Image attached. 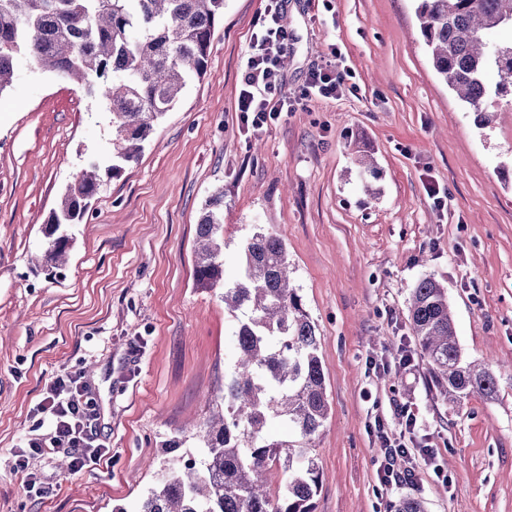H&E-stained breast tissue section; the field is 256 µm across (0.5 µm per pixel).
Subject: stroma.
Here are the masks:
<instances>
[{"label": "stroma", "mask_w": 512, "mask_h": 512, "mask_svg": "<svg viewBox=\"0 0 512 512\" xmlns=\"http://www.w3.org/2000/svg\"><path fill=\"white\" fill-rule=\"evenodd\" d=\"M266 6L224 0L206 75L65 226L69 262L53 273L32 259L73 174L107 155L111 116L17 56L0 93V512H139L165 439L182 435L179 456L201 459L190 425L216 412L234 360V319L194 284L196 227L219 186L227 274L255 228L276 234L317 325L330 411L314 512H394L406 496L427 512H512V98L492 99L478 125L435 73L414 0H288L292 109L246 131L237 100ZM334 47L351 72L342 92L303 97ZM428 275L448 290L464 357L495 367L496 400L435 401L408 321ZM66 370L83 373L112 462L70 474L35 457L30 470L53 486L39 497L7 460L48 432L36 406ZM404 406L418 418L408 434ZM383 433L417 452L414 480L387 494Z\"/></svg>", "instance_id": "obj_1"}]
</instances>
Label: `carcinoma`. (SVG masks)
<instances>
[{
    "instance_id": "carcinoma-1",
    "label": "carcinoma",
    "mask_w": 512,
    "mask_h": 512,
    "mask_svg": "<svg viewBox=\"0 0 512 512\" xmlns=\"http://www.w3.org/2000/svg\"><path fill=\"white\" fill-rule=\"evenodd\" d=\"M416 17L436 73L490 123L488 99L512 92V44L487 34L512 30V0H416ZM224 0H0V93L10 86L23 53L41 69L76 80L99 95L111 115L112 152L92 159L67 186L39 249L41 265H67L64 224L82 221L103 177L136 162L156 126L207 58ZM499 81L490 90L489 69ZM195 286L223 290L236 321L238 357L224 372V406L196 426L201 461L161 470L139 512H313L322 486L313 440L329 402L317 326L290 287L282 239L255 229L244 240L236 275L224 266V188L207 198L197 224ZM408 316L437 399L460 406L492 401L497 379L486 365L463 360L448 291L435 278L410 292ZM283 422L291 440H272ZM285 475L273 491L270 468Z\"/></svg>"
}]
</instances>
